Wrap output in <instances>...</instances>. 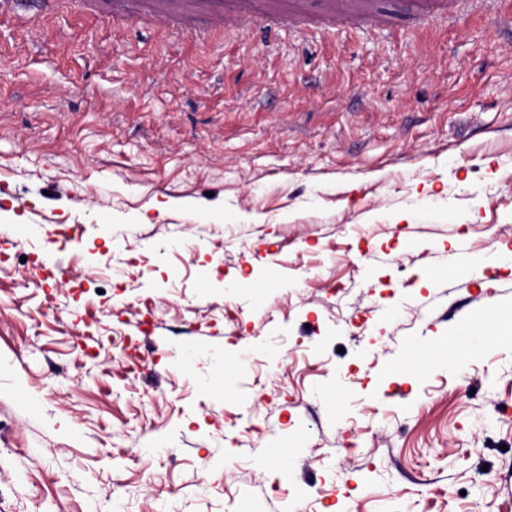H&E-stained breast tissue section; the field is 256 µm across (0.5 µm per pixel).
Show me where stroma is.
<instances>
[{
    "label": "stroma",
    "instance_id": "stroma-1",
    "mask_svg": "<svg viewBox=\"0 0 512 512\" xmlns=\"http://www.w3.org/2000/svg\"><path fill=\"white\" fill-rule=\"evenodd\" d=\"M0 14V512H512V28Z\"/></svg>",
    "mask_w": 512,
    "mask_h": 512
}]
</instances>
